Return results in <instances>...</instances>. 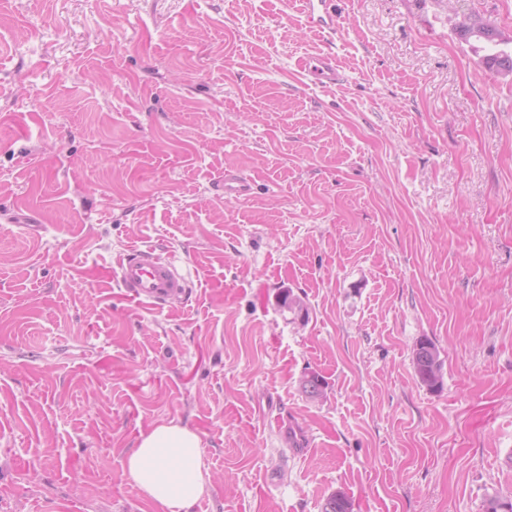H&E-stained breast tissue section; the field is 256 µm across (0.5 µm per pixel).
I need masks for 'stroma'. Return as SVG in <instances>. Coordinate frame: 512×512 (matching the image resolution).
I'll list each match as a JSON object with an SVG mask.
<instances>
[{"label":"stroma","mask_w":512,"mask_h":512,"mask_svg":"<svg viewBox=\"0 0 512 512\" xmlns=\"http://www.w3.org/2000/svg\"><path fill=\"white\" fill-rule=\"evenodd\" d=\"M332 5L320 35L298 0H0V512H154L124 465L170 422L211 476L188 512L512 499V75L456 34L512 38V0ZM134 246L190 294L127 296ZM488 23L489 22L476 19H464L457 26L456 33L458 37L465 42H469L470 39L475 38L485 43V48L489 53L485 55L484 63L490 70H494L503 75L512 73V51L509 53L504 48L493 44V42L486 38L483 26ZM307 79L314 85L327 87L335 85L341 78L334 53H323L305 60L301 65ZM250 191L249 179L236 169L224 171V197L240 199L248 195ZM114 270L119 286L152 309L183 300L191 288L177 259L152 248L121 253L114 262ZM413 365L419 382L430 390H438L442 386V361L435 344L429 340H421L413 351Z\"/></svg>","instance_id":"1"}]
</instances>
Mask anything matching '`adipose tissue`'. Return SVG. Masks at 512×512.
Wrapping results in <instances>:
<instances>
[{"label": "adipose tissue", "instance_id": "adipose-tissue-1", "mask_svg": "<svg viewBox=\"0 0 512 512\" xmlns=\"http://www.w3.org/2000/svg\"><path fill=\"white\" fill-rule=\"evenodd\" d=\"M125 469L156 512H186L210 490L199 434L175 423L142 434L126 458Z\"/></svg>", "mask_w": 512, "mask_h": 512}]
</instances>
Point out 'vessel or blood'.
I'll return each instance as SVG.
<instances>
[{
    "instance_id": "obj_1",
    "label": "vessel or blood",
    "mask_w": 512,
    "mask_h": 512,
    "mask_svg": "<svg viewBox=\"0 0 512 512\" xmlns=\"http://www.w3.org/2000/svg\"><path fill=\"white\" fill-rule=\"evenodd\" d=\"M303 17L311 31L331 35L337 30V15L331 0H304ZM302 69L312 84L321 87L337 84L341 78L336 56L331 52L308 58ZM249 191L250 181L243 173L235 169L225 170V197L239 199L247 196ZM114 270L119 286L153 309L181 301L190 291V281L177 259L156 253L151 248L120 254L114 262Z\"/></svg>"
}]
</instances>
